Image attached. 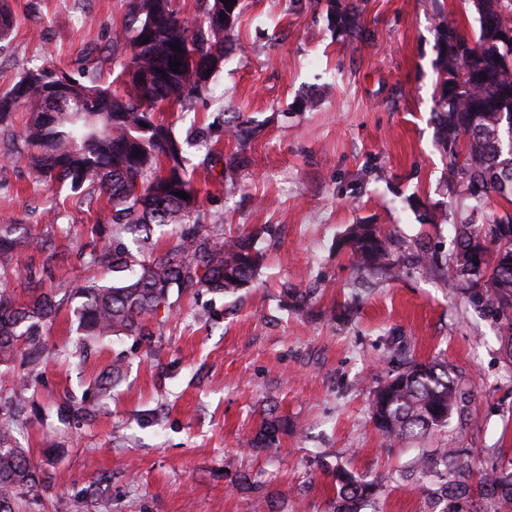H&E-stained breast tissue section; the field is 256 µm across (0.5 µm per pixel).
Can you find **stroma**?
<instances>
[{
  "label": "stroma",
  "instance_id": "35a3bbf8",
  "mask_svg": "<svg viewBox=\"0 0 512 512\" xmlns=\"http://www.w3.org/2000/svg\"><path fill=\"white\" fill-rule=\"evenodd\" d=\"M326 0H243L234 45L209 88L189 107L166 109L178 137L191 124L231 113L253 119L240 141L213 144L245 165L223 180L196 171L205 227L254 234L263 264L234 295L182 296L156 346L110 336L78 359L72 305L43 333L57 354L26 393L19 439L40 466L42 488L27 512H332L335 466L389 479L383 512H440L410 478L417 456L453 446L474 467L512 469V321L476 309L451 275L409 267L362 287L338 239L375 224L412 256L426 243L455 249L464 218L486 223L512 210L491 198L467 215L448 193L433 116L442 85L439 24H478L468 0H360L370 40L333 35ZM13 17L0 42V95L24 69L76 70L104 82L125 51L127 0H6ZM27 120L18 107L0 130V216L48 239L17 254L0 289L81 284L77 259L98 208L76 210L69 186L36 179L15 151ZM63 218L48 226L45 211ZM36 277H29V269ZM313 291L308 306L297 295ZM122 357L106 393L97 378ZM410 361L447 364L458 403L447 427L383 447L371 397ZM87 397L90 420L59 421L66 398ZM296 423L278 453L248 450L264 420Z\"/></svg>",
  "mask_w": 512,
  "mask_h": 512
}]
</instances>
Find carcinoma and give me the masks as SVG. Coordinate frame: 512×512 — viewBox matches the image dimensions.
<instances>
[{"label":"carcinoma","instance_id":"carcinoma-1","mask_svg":"<svg viewBox=\"0 0 512 512\" xmlns=\"http://www.w3.org/2000/svg\"><path fill=\"white\" fill-rule=\"evenodd\" d=\"M215 0H201L199 13L182 16L173 0H128L125 56L115 80L121 92L101 81L94 66L80 64L75 72L48 67L24 70L19 80L0 95V124L23 105L29 117L20 135L18 154L27 159L36 177L47 184L66 183L73 205L107 209L112 242L99 245L97 225L86 231L78 261L89 271L75 290L41 293L26 302L0 290V365L12 371L13 385L7 412L0 415V512H21L26 496L40 484L38 467L17 438L24 390L35 369L53 356L43 327L64 301L81 299L73 310L82 343L107 336L150 337L173 312L172 291L182 296L201 289L234 294L247 287L262 265L254 236H224L201 231V205L189 168L187 148L193 137L178 139L172 127L157 117L156 107L186 104L208 89L196 73L213 54L224 55L241 12L235 0L231 18L213 27L206 17ZM478 30L468 36L457 28L439 25L438 66L443 92L435 104V119L445 158L448 185L477 209L499 194L495 169L512 172V153L499 149L501 127L512 120V43L499 34L512 31V0H471ZM362 10L353 0L336 9L327 0L333 28L355 39L363 37ZM179 68H170L174 63ZM163 70L149 85L126 80L130 69ZM65 79L86 97L55 101L47 84ZM224 152L211 149L200 162L207 172L224 176ZM183 191L187 198L177 196ZM194 224L172 242L157 247L153 227ZM512 227L506 212L486 225L460 224L457 250L452 256L454 279L476 289L474 302L506 316L512 310V239L494 249L493 262L480 269L474 263V241ZM47 240L24 235L11 219L0 220V271H7L15 254L43 249ZM350 252L361 278L385 273L396 277L400 261L389 237L376 225H351L338 241ZM457 405V389L448 366L411 362L388 376L373 391L372 421L381 445L418 438L443 428ZM296 424L284 418L263 422L251 442L254 450L273 453ZM419 474L438 486L421 485L437 496L441 512H456L452 498H465L472 512H512V471H474L460 448H440L422 454ZM387 483L365 480L336 467L333 512H379Z\"/></svg>","mask_w":512,"mask_h":512}]
</instances>
